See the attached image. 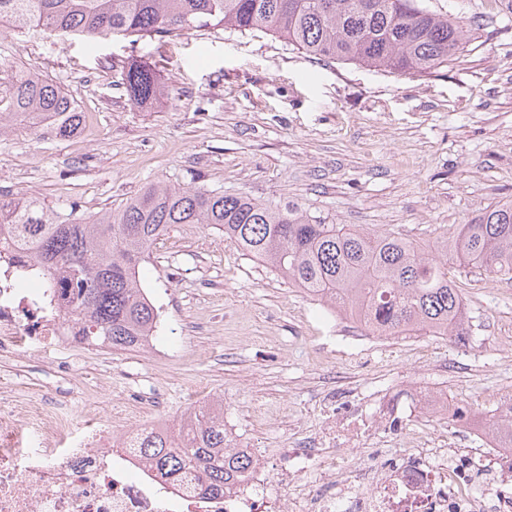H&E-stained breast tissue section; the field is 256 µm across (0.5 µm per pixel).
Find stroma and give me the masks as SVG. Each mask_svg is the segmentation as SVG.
<instances>
[{
    "mask_svg": "<svg viewBox=\"0 0 512 512\" xmlns=\"http://www.w3.org/2000/svg\"><path fill=\"white\" fill-rule=\"evenodd\" d=\"M466 0L459 60L430 76L319 61L270 36L223 29L136 40L20 34L0 26V68L21 66L60 87L97 131L84 144L0 137V190L91 218L160 180L298 205L330 224L395 230L424 242L512 199V0ZM131 61L150 65L163 96L133 104ZM471 334L465 346L423 335L357 340L342 316L303 294L218 230L173 227L140 267L169 319L172 357L71 344L60 375L36 355L0 356L18 403L63 389L72 416L111 412L123 389L135 412L174 415L193 399L223 401L238 439L284 454L316 440L322 401L372 415L410 386L442 391L483 416L512 405V280L450 270ZM431 441L468 454L482 442L424 411L400 429L375 426L346 452L349 476L405 459Z\"/></svg>",
    "mask_w": 512,
    "mask_h": 512,
    "instance_id": "stroma-1",
    "label": "stroma"
}]
</instances>
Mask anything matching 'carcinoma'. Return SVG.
Instances as JSON below:
<instances>
[{
  "label": "carcinoma",
  "instance_id": "1",
  "mask_svg": "<svg viewBox=\"0 0 512 512\" xmlns=\"http://www.w3.org/2000/svg\"><path fill=\"white\" fill-rule=\"evenodd\" d=\"M0 20L14 31L163 39L191 30L271 35L318 60L358 63L399 75H429L464 51V20L431 0H0ZM10 105L0 110V136L57 117L55 134L70 137L80 113L57 86L28 70L13 72ZM122 84L144 105L162 94L153 70L130 63ZM12 245L31 251L43 287L73 285L75 333L91 346L140 349L155 333V306L144 296L139 267L152 246L178 224L217 229L240 251L263 262L306 295L347 315L358 310L378 336L439 331L459 342L470 335L461 289L448 264L512 280V201L499 202L460 224L417 242L398 231L326 224L297 206L243 193L145 187L122 206L89 222L50 212L40 199L0 190V225ZM190 428L150 432L135 445L160 477L193 473L205 494H221L251 465L227 447L224 421L208 409L189 413Z\"/></svg>",
  "mask_w": 512,
  "mask_h": 512
}]
</instances>
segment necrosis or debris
<instances>
[{
	"label": "necrosis or debris",
	"instance_id": "4bbe7bcc",
	"mask_svg": "<svg viewBox=\"0 0 512 512\" xmlns=\"http://www.w3.org/2000/svg\"><path fill=\"white\" fill-rule=\"evenodd\" d=\"M30 261L26 252L0 253V353L29 350L71 374L70 362L54 358L75 332L68 297L26 287ZM73 405L65 391L21 406L0 390V512H512V495L498 490L512 471V448L478 418L463 423L484 442L466 462L452 448H415L409 460L370 469L355 482L339 455L351 446L354 423L333 424L337 451L327 456L302 446L274 463L241 442L238 450L253 461L245 478L204 495L194 475L165 481L133 451L142 433L182 425L184 415L146 425L117 409L111 420L77 426L68 415ZM316 469L327 478L318 490L306 479Z\"/></svg>",
	"mask_w": 512,
	"mask_h": 512
}]
</instances>
